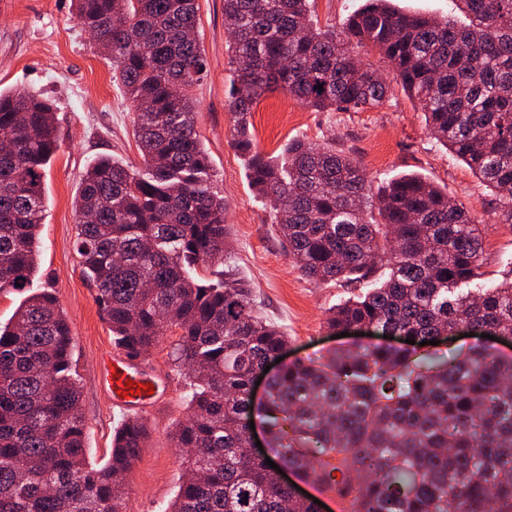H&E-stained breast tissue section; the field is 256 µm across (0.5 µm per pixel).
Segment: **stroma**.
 <instances>
[{
  "instance_id": "1",
  "label": "stroma",
  "mask_w": 512,
  "mask_h": 512,
  "mask_svg": "<svg viewBox=\"0 0 512 512\" xmlns=\"http://www.w3.org/2000/svg\"><path fill=\"white\" fill-rule=\"evenodd\" d=\"M199 5L198 38L208 67L193 90L195 128L209 153L214 184L224 196L228 228L223 263L199 267V276L212 279L224 268L233 269L252 289L256 311L286 333L284 362L379 342L380 334L371 329L362 336L333 338L325 323L327 311L349 297V288L313 283L286 255L268 207L229 143L233 116L224 0H199ZM381 74L389 83L387 100L373 110L317 112L280 91L264 95L250 116L258 146L276 155L296 137L319 145L334 143L360 162L376 187L404 173L425 175L480 219L487 278L511 279L512 227L500 223L493 193L429 136L423 113L392 72L385 68ZM14 88L39 91L56 107L58 151L46 168L45 216L33 285L53 290L70 322L86 446L90 458L101 461L109 455L112 433L124 413L110 407L100 384L102 357L113 347L112 334L79 264L74 201L94 160L109 156L130 168L140 167L134 110L112 81L111 62L97 53L78 24L71 0H0V89ZM175 340V333H168L141 357L153 370L159 393L144 412L152 437L129 473L125 512H162L182 474V452L175 448L171 431L188 413L187 389L184 367L170 357Z\"/></svg>"
}]
</instances>
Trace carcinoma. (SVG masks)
<instances>
[{
    "label": "carcinoma",
    "instance_id": "cac0c4a2",
    "mask_svg": "<svg viewBox=\"0 0 512 512\" xmlns=\"http://www.w3.org/2000/svg\"><path fill=\"white\" fill-rule=\"evenodd\" d=\"M458 2L463 24L365 0L342 27L321 28L314 0H224L231 146L288 257L317 283L359 285L330 311V328L415 340L287 364L257 403L251 375L286 336L241 282L196 276L224 262L226 239L191 95L207 71L193 37L198 0H73L134 107L142 160L87 168L75 202L80 264L115 347L137 358L176 330L173 356L187 370L189 415L172 436L185 472L164 512H319L252 453L255 419L279 469L336 487L348 512H512V356L419 346L460 328L512 336V280L474 286L486 262L478 217L418 175L375 191L330 144L297 138L269 156L248 128L256 101L278 90L315 109L383 105L388 86L359 59L372 48L512 226V0ZM0 142L2 293L30 287L36 272L43 178L58 148L52 101L0 90ZM73 343L47 288L0 326V512H124L121 488L150 425L124 419L110 459L90 463Z\"/></svg>",
    "mask_w": 512,
    "mask_h": 512
}]
</instances>
